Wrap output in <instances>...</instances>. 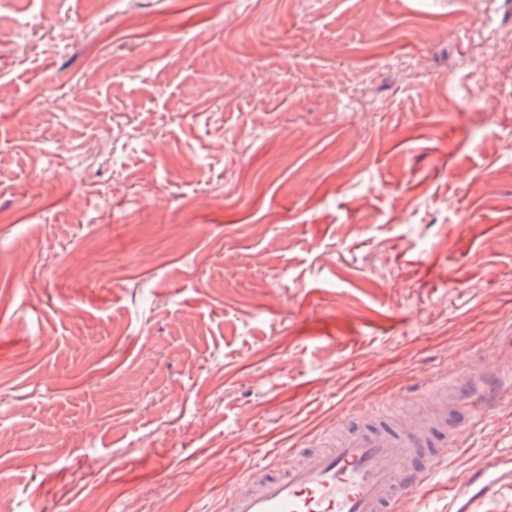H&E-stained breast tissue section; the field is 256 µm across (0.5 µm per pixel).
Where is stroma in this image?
<instances>
[{
	"label": "stroma",
	"instance_id": "35a3bbf8",
	"mask_svg": "<svg viewBox=\"0 0 512 512\" xmlns=\"http://www.w3.org/2000/svg\"><path fill=\"white\" fill-rule=\"evenodd\" d=\"M135 12L0 0V512H224L464 377L448 512L512 454V0Z\"/></svg>",
	"mask_w": 512,
	"mask_h": 512
}]
</instances>
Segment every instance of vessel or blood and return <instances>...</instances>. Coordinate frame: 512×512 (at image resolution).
<instances>
[{
  "instance_id": "1",
  "label": "vessel or blood",
  "mask_w": 512,
  "mask_h": 512,
  "mask_svg": "<svg viewBox=\"0 0 512 512\" xmlns=\"http://www.w3.org/2000/svg\"><path fill=\"white\" fill-rule=\"evenodd\" d=\"M458 426L435 431L346 428L334 447L281 448L251 465L226 494L224 512H400L457 454ZM512 485V457L490 456L465 485L448 489V512H475L489 491Z\"/></svg>"
}]
</instances>
